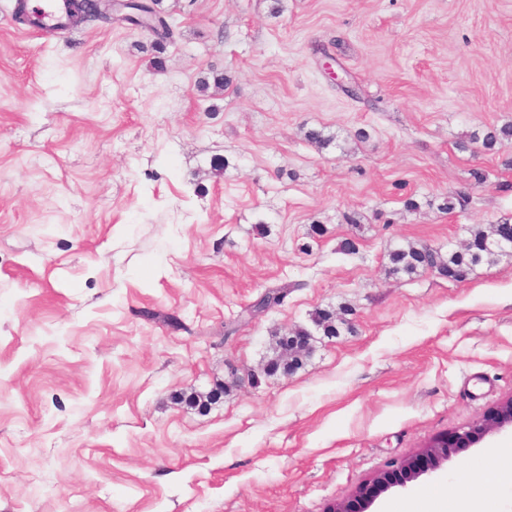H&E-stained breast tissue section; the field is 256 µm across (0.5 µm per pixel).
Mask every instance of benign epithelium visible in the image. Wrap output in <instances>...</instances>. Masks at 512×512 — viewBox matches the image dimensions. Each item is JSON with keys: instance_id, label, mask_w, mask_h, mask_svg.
Returning a JSON list of instances; mask_svg holds the SVG:
<instances>
[{"instance_id": "1", "label": "benign epithelium", "mask_w": 512, "mask_h": 512, "mask_svg": "<svg viewBox=\"0 0 512 512\" xmlns=\"http://www.w3.org/2000/svg\"><path fill=\"white\" fill-rule=\"evenodd\" d=\"M227 370L232 381H247L251 384L260 377L273 373L270 367L265 366L243 377L239 369L231 363L227 365ZM508 429L512 430V396L499 401L470 426L439 435L421 448L390 463L333 504L329 512H371L375 502L389 490L395 487L404 488L423 475L442 470L453 456Z\"/></svg>"}]
</instances>
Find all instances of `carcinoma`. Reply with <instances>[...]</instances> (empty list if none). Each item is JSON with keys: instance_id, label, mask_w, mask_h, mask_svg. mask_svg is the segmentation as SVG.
<instances>
[{"instance_id": "carcinoma-1", "label": "carcinoma", "mask_w": 512, "mask_h": 512, "mask_svg": "<svg viewBox=\"0 0 512 512\" xmlns=\"http://www.w3.org/2000/svg\"><path fill=\"white\" fill-rule=\"evenodd\" d=\"M157 4H159V0H151L149 4L144 0H129L124 7L132 10V13L123 17V20L136 26H149L159 40L164 42L172 37L173 29L166 18L155 10ZM471 141L481 143L482 147L488 151L509 148L512 146V124L492 128L482 135L475 133L471 135ZM468 199L467 191L457 190L444 197L439 209L451 213L458 207H464ZM494 236L495 231L493 230L489 232L477 230L471 234L469 245L463 249L450 250L444 254L435 248L428 260L425 259L426 247L423 245L410 244L405 248H398L389 254L390 271L394 274L411 276L427 269L429 263H438L442 267L454 268L465 276L475 266L492 265L497 262L502 250L491 246ZM312 321L316 329L320 330L323 335L337 336L340 333V326L345 324L346 318L339 319L335 313L330 311H319L314 315Z\"/></svg>"}]
</instances>
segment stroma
I'll use <instances>...</instances> for the list:
<instances>
[{"label":"stroma","instance_id":"obj_1","mask_svg":"<svg viewBox=\"0 0 512 512\" xmlns=\"http://www.w3.org/2000/svg\"><path fill=\"white\" fill-rule=\"evenodd\" d=\"M14 4L0 512H328L512 394V256L458 281L388 260L512 222V149L469 139L512 123V0H160L176 23L161 48L121 22L43 38ZM214 72L229 82L213 99L197 84ZM284 284L282 305L245 316ZM344 305L355 330L315 333L294 372L176 403ZM428 246L409 244L389 254L390 271L394 274L412 276L427 269L424 252Z\"/></svg>","mask_w":512,"mask_h":512}]
</instances>
